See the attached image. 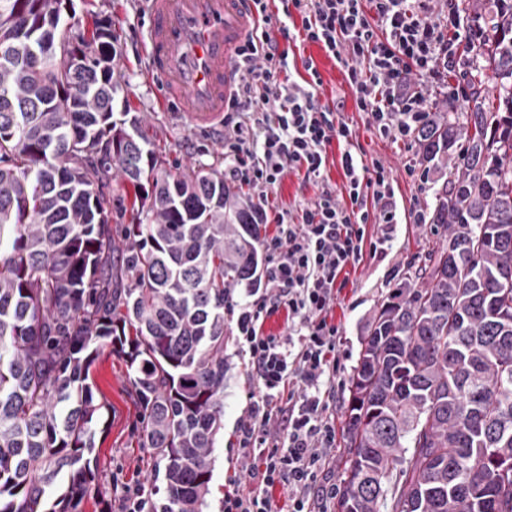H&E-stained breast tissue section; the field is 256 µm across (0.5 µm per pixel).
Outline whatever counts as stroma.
<instances>
[{"label":"stroma","mask_w":512,"mask_h":512,"mask_svg":"<svg viewBox=\"0 0 512 512\" xmlns=\"http://www.w3.org/2000/svg\"><path fill=\"white\" fill-rule=\"evenodd\" d=\"M75 20L88 25L92 17L108 19L115 35L117 74L122 89L115 102L117 111L136 113L141 129L162 156L166 166L189 170L201 165L216 169L224 167V135L193 127L179 113L163 106V82L148 71L144 50L146 18L144 0H73ZM323 75L320 91L322 101L340 106L344 117L353 125L354 143L367 156L387 162L397 182L399 207H420L430 212L433 191H419L411 177V169L420 168L416 149L379 138L365 114L356 112L351 91L343 80L338 65L315 46H307ZM443 230L436 225L407 223L401 225L393 248L385 260H367L352 274L354 290L337 302L333 315L343 327L344 347L349 354L346 370H353L360 350L364 325L377 303L400 283L405 282L411 268L423 265L430 250L444 244ZM398 277H390L389 269ZM232 318L224 320V430L232 432L235 421L242 415L243 394L249 388L245 367L236 354ZM94 394L102 406V422L96 433L94 470L97 491L83 505L84 512H120L123 488L128 484L152 486L154 461L142 448L139 434L138 408L131 393L125 359L104 350L91 370Z\"/></svg>","instance_id":"35a3bbf8"}]
</instances>
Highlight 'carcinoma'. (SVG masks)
Here are the masks:
<instances>
[{
  "instance_id": "carcinoma-1",
  "label": "carcinoma",
  "mask_w": 512,
  "mask_h": 512,
  "mask_svg": "<svg viewBox=\"0 0 512 512\" xmlns=\"http://www.w3.org/2000/svg\"><path fill=\"white\" fill-rule=\"evenodd\" d=\"M71 4L0 0V512H83L107 347L162 464L150 512H204L224 303L258 282L264 218L214 168L162 167L139 117L115 111L111 23L76 33ZM465 10L485 25L466 47L475 95L417 138L451 167L430 216L448 241L368 321L336 512H512V0Z\"/></svg>"
}]
</instances>
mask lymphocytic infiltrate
Here are the masks:
<instances>
[{
	"instance_id": "f902f5d3",
	"label": "lymphocytic infiltrate",
	"mask_w": 512,
	"mask_h": 512,
	"mask_svg": "<svg viewBox=\"0 0 512 512\" xmlns=\"http://www.w3.org/2000/svg\"><path fill=\"white\" fill-rule=\"evenodd\" d=\"M260 27L237 48L241 73L224 108V180L248 187L258 207L285 171L315 183L313 201L278 212L261 243L263 287L229 300L236 353L254 382L230 450L248 487L230 481L224 512H273L271 491L288 490L287 512H326L334 488L321 482L336 445L333 408L345 352L331 311L349 269L387 255L403 215L383 160L354 150V131L323 102L313 60L289 45L320 46L338 63L355 111L380 138L415 140L438 97L468 99L471 63L459 46L474 30L460 0H253ZM338 145L345 184L325 179ZM286 314V333L266 320Z\"/></svg>"
}]
</instances>
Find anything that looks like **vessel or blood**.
<instances>
[{"label": "vessel or blood", "mask_w": 512, "mask_h": 512, "mask_svg": "<svg viewBox=\"0 0 512 512\" xmlns=\"http://www.w3.org/2000/svg\"><path fill=\"white\" fill-rule=\"evenodd\" d=\"M147 55L166 99L193 126L215 128L239 73L231 58L258 28L251 0H146Z\"/></svg>", "instance_id": "obj_1"}]
</instances>
